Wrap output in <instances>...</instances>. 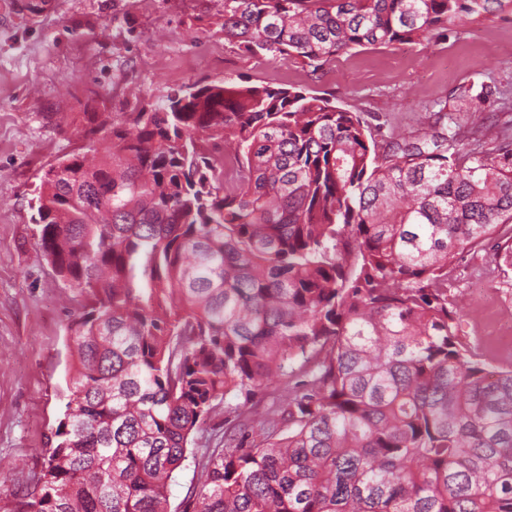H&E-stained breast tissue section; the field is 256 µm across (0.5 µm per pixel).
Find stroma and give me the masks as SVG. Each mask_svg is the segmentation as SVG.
<instances>
[{"label": "stroma", "mask_w": 512, "mask_h": 512, "mask_svg": "<svg viewBox=\"0 0 512 512\" xmlns=\"http://www.w3.org/2000/svg\"><path fill=\"white\" fill-rule=\"evenodd\" d=\"M482 80L512 97V0L451 27L447 39L358 48L316 73L230 45L224 0H0V512H20L39 490L68 400L67 326L83 303L46 261L32 221L48 169L88 146L106 149L100 126L198 81L300 85L409 133L432 103ZM494 248L488 240L465 250L451 292L463 340L506 368L512 342L494 327L512 316V275L492 270ZM486 276L495 315L470 291Z\"/></svg>", "instance_id": "1"}]
</instances>
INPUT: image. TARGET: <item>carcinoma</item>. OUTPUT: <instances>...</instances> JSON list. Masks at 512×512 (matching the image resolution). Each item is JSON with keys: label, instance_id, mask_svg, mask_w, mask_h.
I'll use <instances>...</instances> for the list:
<instances>
[{"label": "carcinoma", "instance_id": "1", "mask_svg": "<svg viewBox=\"0 0 512 512\" xmlns=\"http://www.w3.org/2000/svg\"><path fill=\"white\" fill-rule=\"evenodd\" d=\"M502 0H224V39L317 71L442 39ZM462 86L415 134L304 87L195 83L49 169L35 224L85 297L69 400L24 512H512V368L459 336L448 268L512 270V103ZM222 153L198 149L202 138ZM313 367L257 413V392ZM241 402L223 406L227 396ZM208 428L203 433L199 434L194 442L190 445V448L194 449V452L199 455L202 448H214L216 439L221 433L224 432V409H219L216 414H213L211 419L208 421ZM198 479L199 470L195 466V460L192 455L189 454L188 459L176 474L175 481L171 486L170 503L172 511L184 499L189 489L198 482Z\"/></svg>", "mask_w": 512, "mask_h": 512}]
</instances>
